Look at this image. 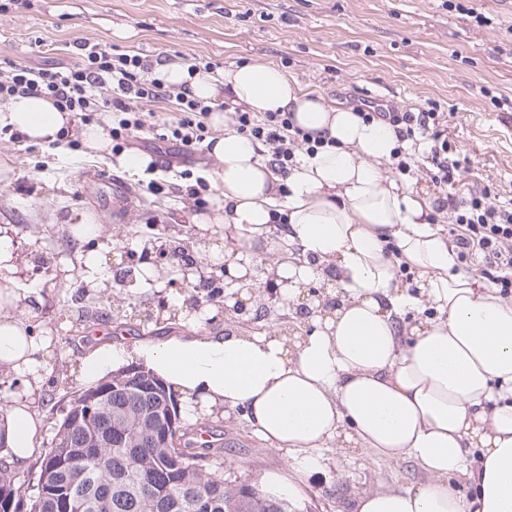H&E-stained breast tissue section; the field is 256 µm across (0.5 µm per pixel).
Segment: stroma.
I'll list each match as a JSON object with an SVG mask.
<instances>
[{
  "instance_id": "obj_1",
  "label": "stroma",
  "mask_w": 512,
  "mask_h": 512,
  "mask_svg": "<svg viewBox=\"0 0 512 512\" xmlns=\"http://www.w3.org/2000/svg\"><path fill=\"white\" fill-rule=\"evenodd\" d=\"M468 11L444 0H23L0 14V62L32 67L78 62L88 41L146 57L153 68L202 59L217 72L251 62L279 66L307 91L342 107L378 112H443L448 141L464 173L456 200L491 189L512 198V0H469ZM484 23H477V16ZM83 124L69 120L61 144L41 146L0 132V233L12 244L9 274L25 293L19 314L33 332H49L53 357L40 408L46 450L75 392L78 360L90 347L120 339L161 341L190 332L218 333L240 323L233 286L210 296L185 282L173 256L186 249L204 274L220 234L195 224L201 210L179 171L213 179L207 148L187 151L139 135L131 153L149 154L150 176L163 194H143L136 173L87 156ZM74 224H93L90 238ZM157 275L131 289L121 271L136 268L143 249ZM106 262L102 287L87 280L81 258ZM209 310L192 325L170 318V302ZM224 445V472L249 483L268 474L296 489L295 512H354L361 493L412 488L426 475L411 460L370 455L331 443L320 471H296L288 455L261 439L242 408L204 417Z\"/></svg>"
}]
</instances>
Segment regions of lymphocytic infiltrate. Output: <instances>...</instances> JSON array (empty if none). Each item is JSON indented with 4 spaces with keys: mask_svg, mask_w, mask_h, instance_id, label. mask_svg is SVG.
<instances>
[{
    "mask_svg": "<svg viewBox=\"0 0 512 512\" xmlns=\"http://www.w3.org/2000/svg\"><path fill=\"white\" fill-rule=\"evenodd\" d=\"M150 63L139 54L100 45H83L80 60L64 70L35 68L10 63L8 75L0 81V97L17 93L46 96L62 111L90 121L92 113L107 112L112 116L113 151H123L136 134L148 131L155 140L183 148H197L208 134L205 119L212 107L193 97L187 87L166 85L151 77ZM172 98L178 103L173 119L158 121L155 113L139 109L142 101ZM365 121L387 122L395 130L398 148L390 160L392 169L400 173L411 170V156L403 144L416 133H427L431 140L429 172L431 181L442 189H455L461 180V163L449 157L445 118L439 112H366ZM238 134L263 146L272 167L287 175L297 151L315 152L326 144L323 136L295 126L288 112L236 111ZM448 232L457 248L459 259L467 261L475 255L493 260L496 272L489 280L502 298L512 297V206L497 203L491 190L471 195L456 205Z\"/></svg>",
    "mask_w": 512,
    "mask_h": 512,
    "instance_id": "lymphocytic-infiltrate-1",
    "label": "lymphocytic infiltrate"
}]
</instances>
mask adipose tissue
I'll return each instance as SVG.
<instances>
[{"label": "adipose tissue", "mask_w": 512, "mask_h": 512, "mask_svg": "<svg viewBox=\"0 0 512 512\" xmlns=\"http://www.w3.org/2000/svg\"><path fill=\"white\" fill-rule=\"evenodd\" d=\"M161 76L208 102L228 89L233 103L292 113L300 128L330 138L283 177L223 111H213L210 122L222 131L211 145L219 195L207 222L224 229L212 263L247 284L252 250L274 247L273 212L287 214L281 241L295 252L272 270L280 304L297 311L308 284L329 266L341 299L317 310L313 330L296 341L228 328L99 345L80 361L82 381L137 365L179 392L188 411L245 408L257 433L286 451L296 470L318 469L323 449L348 428L362 448L412 458L431 478L414 490L362 494L358 512H512V301L452 273L455 253L432 227L428 202L384 173L398 145L394 130L303 90L271 63L219 77L172 65ZM69 119L42 96L0 104V129L34 144L58 142ZM390 241L419 270L416 292L399 285L385 250ZM11 259L10 239L0 235V371L25 382L0 416V454L21 469L36 453V394L53 342L17 316ZM424 303L437 318L402 328L403 311ZM458 475L467 477L470 497L449 487Z\"/></svg>", "instance_id": "1"}]
</instances>
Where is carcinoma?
<instances>
[{"mask_svg": "<svg viewBox=\"0 0 512 512\" xmlns=\"http://www.w3.org/2000/svg\"><path fill=\"white\" fill-rule=\"evenodd\" d=\"M115 385L124 386L127 397L116 410L110 398L99 401L95 417L81 431L61 422L50 448L40 462V473L50 483L27 488L0 474V488H7L40 512H54L53 500L70 489L75 472L61 466L60 452L75 439L84 441L87 456L83 496L76 512H193L190 500L200 495L216 501L212 512H287L286 498L263 491L256 485L224 476L222 446L211 440L213 432L184 421L177 424L184 438L180 448H157L144 416L155 405L141 400L135 380L126 376ZM109 420L112 428L127 434V448H104L97 443V426Z\"/></svg>", "mask_w": 512, "mask_h": 512, "instance_id": "obj_1", "label": "carcinoma"}]
</instances>
